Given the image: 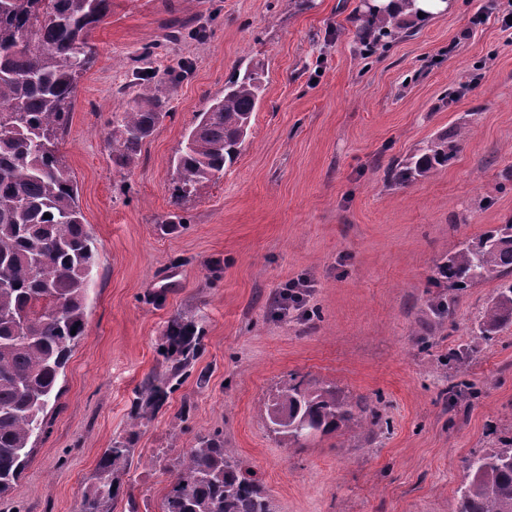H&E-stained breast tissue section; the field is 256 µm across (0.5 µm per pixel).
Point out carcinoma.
Returning a JSON list of instances; mask_svg holds the SVG:
<instances>
[{"label": "carcinoma", "mask_w": 512, "mask_h": 512, "mask_svg": "<svg viewBox=\"0 0 512 512\" xmlns=\"http://www.w3.org/2000/svg\"><path fill=\"white\" fill-rule=\"evenodd\" d=\"M112 0H0V495L20 478L45 432V411L58 398L57 382L69 353L85 331L88 285L97 247L78 202V189L63 169L57 132L76 96L77 80L96 55L92 31L108 16ZM393 18L371 12L356 30L390 34ZM156 76L139 84L105 145L112 162L133 165L145 141L168 116L154 93ZM264 91L263 70L252 66L224 85L198 114L172 163L173 204L224 175L240 154ZM458 144L439 136L402 165L406 183L426 177L455 155ZM50 218H44V215ZM458 289L498 281L486 302L480 333L492 338L512 323V222L463 244L439 266ZM167 353L185 367L198 350L195 332L170 327ZM165 396L149 383L137 398L130 430ZM282 446L301 450L310 437L342 428L383 433L379 406L331 384L283 381L262 409ZM503 448L475 451L458 489L453 512H512V437ZM133 449L118 441L100 462L103 474L125 470ZM171 490L161 512H276L253 466L217 435L199 437L170 462ZM115 491L87 489L77 512H112Z\"/></svg>", "instance_id": "carcinoma-1"}]
</instances>
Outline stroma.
<instances>
[{"instance_id":"1","label":"stroma","mask_w":512,"mask_h":512,"mask_svg":"<svg viewBox=\"0 0 512 512\" xmlns=\"http://www.w3.org/2000/svg\"><path fill=\"white\" fill-rule=\"evenodd\" d=\"M509 12L512 0H453L372 53L356 35L367 0H112L60 144L98 248L86 328L0 512H75L125 439L134 463L112 477L113 510L160 512L173 481L163 458L215 434L251 462L277 512H451L471 452L512 435V325L479 331L495 282L461 291L449 318L430 310L449 289L438 264L512 221ZM256 64L265 91L238 159L174 207L183 133ZM149 70L172 73L155 84L168 115L119 170L105 136ZM439 135L460 139L447 166L391 181L392 165ZM297 279L310 296L276 313ZM177 321L202 338L182 370L163 350ZM452 348L479 392L457 411ZM291 378L379 400L389 430L282 448L261 408ZM150 379L168 394L128 437Z\"/></svg>"}]
</instances>
